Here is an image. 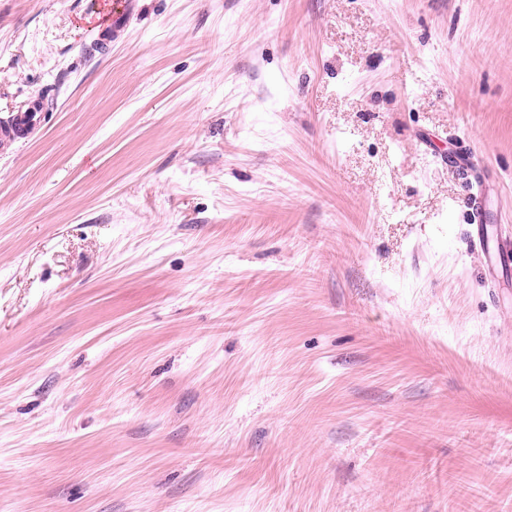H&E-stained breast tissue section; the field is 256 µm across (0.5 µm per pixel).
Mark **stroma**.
Returning <instances> with one entry per match:
<instances>
[{
	"label": "stroma",
	"mask_w": 512,
	"mask_h": 512,
	"mask_svg": "<svg viewBox=\"0 0 512 512\" xmlns=\"http://www.w3.org/2000/svg\"><path fill=\"white\" fill-rule=\"evenodd\" d=\"M94 2L0 0V512H512V0ZM139 0H98L95 2L94 15L88 27L92 30L106 31L104 25L110 22L112 38L120 37L138 10ZM41 117V109L34 104L28 111L20 114L11 123L0 126V135L2 140H14L21 133L33 128Z\"/></svg>",
	"instance_id": "35a3bbf8"
}]
</instances>
